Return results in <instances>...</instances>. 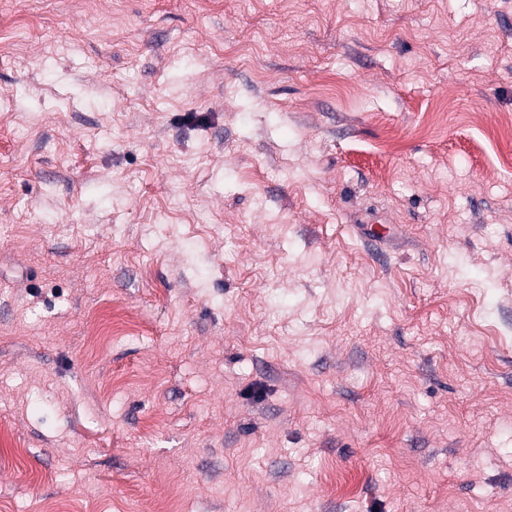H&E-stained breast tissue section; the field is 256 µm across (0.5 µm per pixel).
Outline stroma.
<instances>
[{"mask_svg": "<svg viewBox=\"0 0 512 512\" xmlns=\"http://www.w3.org/2000/svg\"><path fill=\"white\" fill-rule=\"evenodd\" d=\"M0 35V512H512V0Z\"/></svg>", "mask_w": 512, "mask_h": 512, "instance_id": "1", "label": "stroma"}]
</instances>
